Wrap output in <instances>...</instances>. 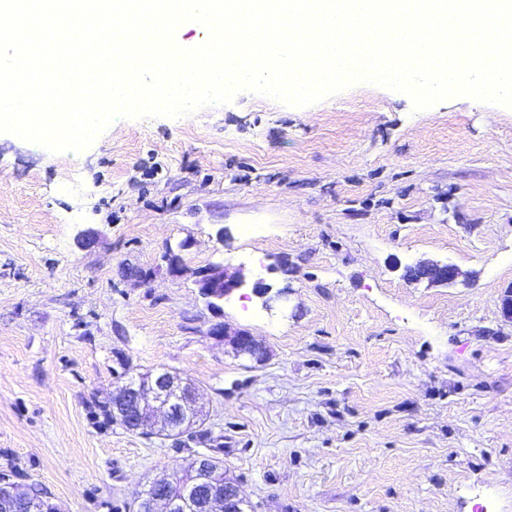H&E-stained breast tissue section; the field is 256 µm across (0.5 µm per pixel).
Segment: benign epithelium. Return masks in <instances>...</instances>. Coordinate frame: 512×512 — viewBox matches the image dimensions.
I'll use <instances>...</instances> for the list:
<instances>
[{
  "instance_id": "1",
  "label": "benign epithelium",
  "mask_w": 512,
  "mask_h": 512,
  "mask_svg": "<svg viewBox=\"0 0 512 512\" xmlns=\"http://www.w3.org/2000/svg\"><path fill=\"white\" fill-rule=\"evenodd\" d=\"M408 279L414 282L453 285L459 280L471 278V274L458 266L434 259H420L407 267ZM194 284L208 307L215 311L222 309L224 299L244 284L239 273L230 274L221 264H212L195 272ZM207 334L224 342L232 343L236 352L257 362L266 358L265 346L244 330L232 331L222 322L210 325ZM198 400V394L184 385L180 377L169 372L151 375L134 386H122L112 396V412L116 420L124 421L134 415L138 426L153 421L162 414V427L168 428L182 418L183 407L190 401ZM195 476L188 480L187 487L180 495L168 493L171 478L160 477L153 484V494L137 504L138 512H196L205 506L209 512H234L232 504L240 500L238 489L223 486L218 481L220 466L213 457L201 455L194 463ZM26 496L17 484L8 478H0V512H12L17 500Z\"/></svg>"
}]
</instances>
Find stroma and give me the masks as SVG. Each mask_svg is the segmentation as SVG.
Instances as JSON below:
<instances>
[{
	"label": "stroma",
	"mask_w": 512,
	"mask_h": 512,
	"mask_svg": "<svg viewBox=\"0 0 512 512\" xmlns=\"http://www.w3.org/2000/svg\"><path fill=\"white\" fill-rule=\"evenodd\" d=\"M426 258L472 278L408 282ZM215 263L245 279L219 312L194 284ZM259 280L288 291L272 310ZM511 287L510 106L357 83L119 118L79 154L0 133V474L58 512H136L200 453L251 512H512ZM129 368L192 379L205 421L108 422ZM207 334L224 342L229 341L238 354L248 356L256 362H262L266 358V348L255 336L244 330L231 331L224 321L212 323Z\"/></svg>",
	"instance_id": "35a3bbf8"
}]
</instances>
